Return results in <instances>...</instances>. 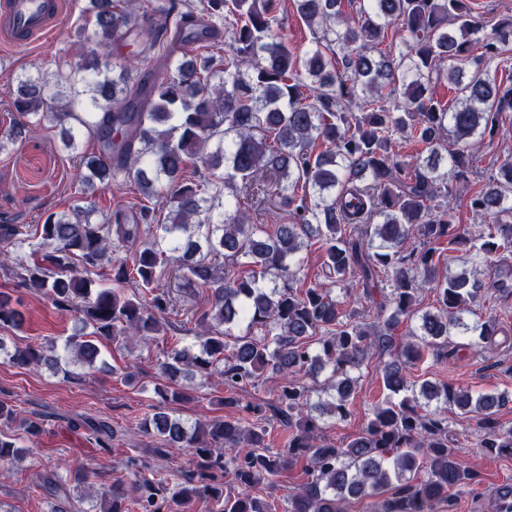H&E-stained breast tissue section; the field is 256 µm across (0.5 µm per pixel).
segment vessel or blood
I'll return each instance as SVG.
<instances>
[{"label":"vessel or blood","mask_w":512,"mask_h":512,"mask_svg":"<svg viewBox=\"0 0 512 512\" xmlns=\"http://www.w3.org/2000/svg\"><path fill=\"white\" fill-rule=\"evenodd\" d=\"M66 12V0H0V44L21 49L48 43Z\"/></svg>","instance_id":"vessel-or-blood-1"}]
</instances>
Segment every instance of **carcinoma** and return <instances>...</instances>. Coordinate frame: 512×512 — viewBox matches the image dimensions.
<instances>
[{
    "label": "carcinoma",
    "instance_id": "cac0c4a2",
    "mask_svg": "<svg viewBox=\"0 0 512 512\" xmlns=\"http://www.w3.org/2000/svg\"><path fill=\"white\" fill-rule=\"evenodd\" d=\"M296 13L319 33L300 53L277 39L279 0H169L149 26L136 28L132 0H88L92 26L78 33V61L50 74L24 75L10 90L14 108L60 123L63 149L78 139L103 143L82 155V186L131 183L146 200L128 224L94 221L91 206L49 215L29 235L0 224V241L28 245L13 274L58 311L76 314L74 333L58 347L30 342L0 354L19 367L92 370L101 347L127 346L167 335L175 296L210 291L195 319L198 350L174 348L158 361L167 381L217 375L237 415L189 424L165 411L185 396L162 385L160 401L140 427L164 447L187 449L192 467L168 484L137 470L130 481L104 488L96 512H273L254 493L288 465L305 463L307 480L287 498L285 512H344L342 504L378 499L377 512H455L457 494L477 481L448 439V417L435 401L473 415L479 447L512 458V430L494 414L512 402L507 392L473 393L430 380L409 381V367L464 336L479 348L497 343L494 316L469 320L481 294H512V157L470 194V209L490 219L475 240L458 238L450 206L467 190L475 145L512 112V21L488 34L468 0H358L357 21L341 0H294ZM232 35L229 54L211 48ZM396 31L397 55L375 54ZM136 32L142 49L110 61L112 45ZM166 41L165 65L151 54ZM342 53V69L326 53ZM497 60L506 78L481 67ZM446 72L455 102L434 96V77ZM32 132L15 124L0 134V149ZM422 146L400 154L396 137ZM257 207L278 199L287 224H251L240 194ZM169 207L155 223V207ZM469 246L493 271L441 274L442 245ZM322 250L323 277L356 304L374 289L390 294L375 313L388 327L407 322L417 340L401 347L393 336L341 308L331 289L308 283L303 249ZM430 288L435 310L420 311ZM23 313L0 297V328L19 330ZM376 358L388 395L371 409L361 434L344 446L321 442V418L350 417L356 372ZM278 384L273 399L245 402L265 372ZM327 372L331 400L312 402L307 376ZM288 435L281 448L266 440L268 423ZM0 423L30 437L42 431L0 402ZM18 435L0 431V465L24 456ZM32 488L79 512L69 478L38 473Z\"/></svg>",
    "mask_w": 512,
    "mask_h": 512
}]
</instances>
